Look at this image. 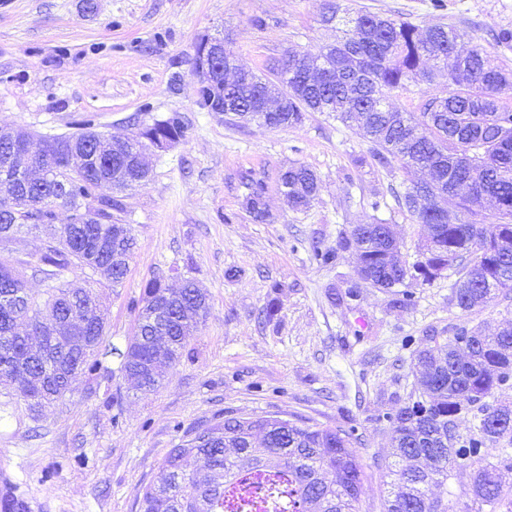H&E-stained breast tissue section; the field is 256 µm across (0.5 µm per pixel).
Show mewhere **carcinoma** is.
Returning <instances> with one entry per match:
<instances>
[{"instance_id":"carcinoma-1","label":"carcinoma","mask_w":512,"mask_h":512,"mask_svg":"<svg viewBox=\"0 0 512 512\" xmlns=\"http://www.w3.org/2000/svg\"><path fill=\"white\" fill-rule=\"evenodd\" d=\"M321 22L339 21L345 29L333 47L317 52L290 51L281 61L286 92L267 113L274 128L303 123L308 112H327L346 124H360L369 155L381 168L399 163L408 182L396 195L428 233V255L412 264L382 224H357L336 249L312 246V257L331 264L338 251L356 245L359 280L374 288L399 289L407 305L409 284L429 283L447 270L458 278L451 300L467 312L499 294L512 293V74L488 64L481 44L460 51L465 34L434 26L424 31L401 18L358 11L352 15L339 0H323ZM445 82L440 83L437 78ZM428 85L419 112L390 99L411 83ZM269 80L248 70L224 85L236 108L232 117L264 111ZM184 125L177 116L157 120L135 142L118 148L93 144L94 157L73 148L100 135L93 120L71 135L41 136L31 142L40 176H17L6 148L0 146V241L25 228L52 227L56 208L74 211L72 219L50 234L43 253L30 266L47 281L44 298L27 288L25 273L0 257V296L19 294L12 307L0 304V408L14 395L37 412L62 399L79 374L105 369L103 322L90 319L97 306L89 288L61 282L67 272L89 271L118 285L127 276L137 242L128 224L112 219L122 194L140 184L131 170L138 145L179 141ZM123 172L118 180L113 175ZM240 205L257 223L270 220L265 185L247 174ZM279 186L296 210L309 208L321 187L310 167L294 163L279 176ZM495 203L499 222L477 220L485 203ZM465 211L467 221L459 217ZM133 336L122 353V370L139 389L156 390L163 368L182 356L185 337L206 318L208 294L186 279L173 290L164 277L150 279L137 302ZM26 323L24 331L18 323ZM413 391L386 416L393 428L394 464L389 469L386 512H450L430 488L458 469L473 470L465 512H512V486L502 473L512 471V326L494 336L460 327L443 343L420 349L412 358ZM470 423L460 433L462 423ZM225 445L196 444L197 437L175 446L161 463L162 482L148 486L141 512H225L250 476L272 487L288 483L292 512H359L363 494L361 465L351 434L329 427L288 423L277 432L272 418L228 419ZM262 434L255 445V433ZM499 449L487 459L490 445Z\"/></svg>"}]
</instances>
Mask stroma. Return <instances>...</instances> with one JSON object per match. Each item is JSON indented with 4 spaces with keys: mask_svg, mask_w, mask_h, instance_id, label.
<instances>
[{
    "mask_svg": "<svg viewBox=\"0 0 512 512\" xmlns=\"http://www.w3.org/2000/svg\"><path fill=\"white\" fill-rule=\"evenodd\" d=\"M345 7L403 17L419 28L455 27L511 71L512 50L491 31L512 28V0H344ZM320 0H0V126L36 134L75 132L90 115L98 131L135 135L172 115L185 136L151 157L152 173L124 194L120 217L137 248L120 285L73 273L92 288L106 323V370L80 376L73 392L30 417L24 402L0 413V480L30 512H137L167 453L228 418L278 417L353 431L363 471L361 512H385L393 461L387 413L407 400L413 350L457 328L493 334L512 319V297L465 312L451 278L411 284L412 305L356 282L355 253L322 266L311 246L335 247L354 225L389 224L408 261L422 229L399 208L400 168L367 158L355 124L323 112L295 127L241 124L197 103L190 58L197 39L223 37L243 68L272 76L291 49L334 43ZM303 163L321 178L311 206L293 210L279 175ZM267 184L271 219L255 223L238 201L239 174ZM194 279L210 296L206 319L161 386L137 390L121 369L135 303L148 280ZM357 285L356 298L346 291Z\"/></svg>",
    "mask_w": 512,
    "mask_h": 512,
    "instance_id": "obj_1",
    "label": "stroma"
}]
</instances>
